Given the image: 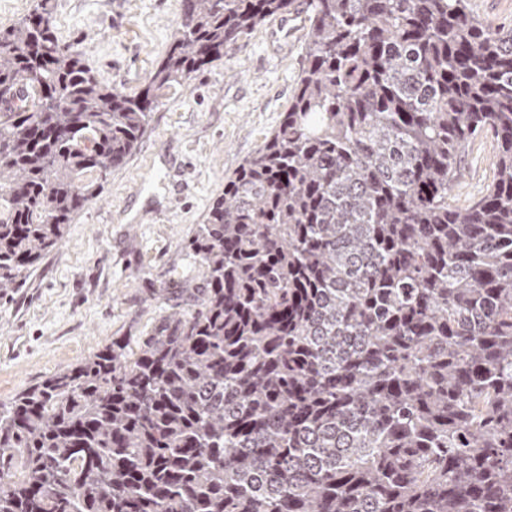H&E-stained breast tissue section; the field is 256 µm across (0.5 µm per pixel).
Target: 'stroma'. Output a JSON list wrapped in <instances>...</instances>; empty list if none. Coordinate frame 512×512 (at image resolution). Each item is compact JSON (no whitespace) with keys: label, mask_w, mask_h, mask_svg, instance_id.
<instances>
[{"label":"stroma","mask_w":512,"mask_h":512,"mask_svg":"<svg viewBox=\"0 0 512 512\" xmlns=\"http://www.w3.org/2000/svg\"><path fill=\"white\" fill-rule=\"evenodd\" d=\"M51 23L98 80L138 92L162 59L183 0H52ZM264 22L189 84L159 90L136 150L100 182L21 287L0 295V401L114 342L137 352L204 284L188 246L225 180L279 124L305 41L275 51ZM492 134L474 140L448 201H477L494 177Z\"/></svg>","instance_id":"35a3bbf8"}]
</instances>
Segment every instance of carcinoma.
I'll return each instance as SVG.
<instances>
[{"instance_id":"1","label":"carcinoma","mask_w":512,"mask_h":512,"mask_svg":"<svg viewBox=\"0 0 512 512\" xmlns=\"http://www.w3.org/2000/svg\"><path fill=\"white\" fill-rule=\"evenodd\" d=\"M293 0H184L137 94L0 30V291L159 102ZM490 132L495 181L448 202ZM189 247L204 287L0 402V512H512V28L469 0H308L288 110Z\"/></svg>"}]
</instances>
